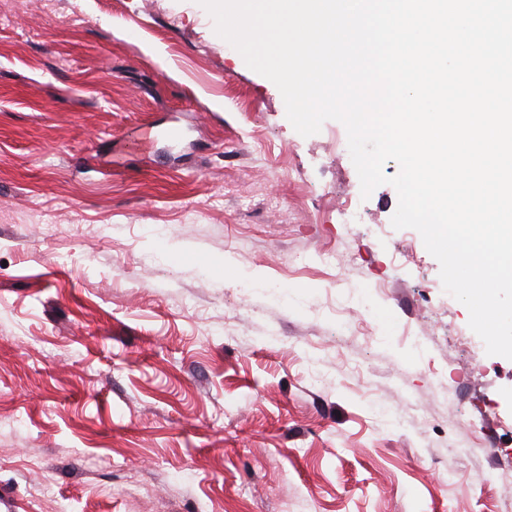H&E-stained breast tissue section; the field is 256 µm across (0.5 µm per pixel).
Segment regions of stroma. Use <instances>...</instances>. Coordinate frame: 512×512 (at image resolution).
Listing matches in <instances>:
<instances>
[{"label": "stroma", "instance_id": "35a3bbf8", "mask_svg": "<svg viewBox=\"0 0 512 512\" xmlns=\"http://www.w3.org/2000/svg\"><path fill=\"white\" fill-rule=\"evenodd\" d=\"M346 138L198 0H0V512H512V360Z\"/></svg>", "mask_w": 512, "mask_h": 512}]
</instances>
